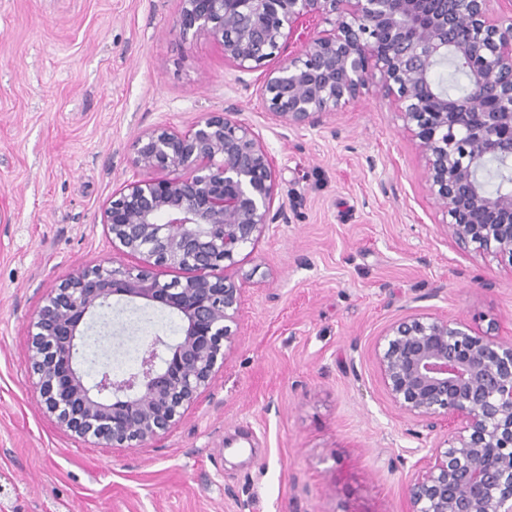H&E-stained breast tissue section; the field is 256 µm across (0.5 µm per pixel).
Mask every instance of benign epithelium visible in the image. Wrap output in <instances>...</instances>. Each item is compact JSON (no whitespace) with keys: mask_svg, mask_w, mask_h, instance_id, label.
<instances>
[{"mask_svg":"<svg viewBox=\"0 0 512 512\" xmlns=\"http://www.w3.org/2000/svg\"><path fill=\"white\" fill-rule=\"evenodd\" d=\"M493 0H182L180 33L203 35L240 72L266 65L299 24L333 28L265 70L264 109L288 128H314L373 85L396 103L419 142L424 180L455 242L512 263V189H485L487 163L512 166V26ZM462 63L468 92L434 80ZM229 105L186 130L157 127L134 142L136 179L103 213L112 245L140 263L77 270L29 324L31 374L46 411L79 438L131 448L161 441L208 388L234 346L241 288L225 271L272 225L273 159ZM155 268L185 272L162 282ZM123 297L158 303L184 322L170 358L143 351L137 367L104 370L91 385L76 367L86 317ZM374 355L388 398L430 432L448 423L406 486L408 512H512V341L461 319L412 313L390 324Z\"/></svg>","mask_w":512,"mask_h":512,"instance_id":"obj_1","label":"benign epithelium"}]
</instances>
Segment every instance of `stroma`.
<instances>
[{
  "label": "stroma",
  "instance_id": "1",
  "mask_svg": "<svg viewBox=\"0 0 512 512\" xmlns=\"http://www.w3.org/2000/svg\"><path fill=\"white\" fill-rule=\"evenodd\" d=\"M180 0H0V512H407L422 438L374 346L414 312L512 339V264L461 249L376 87L313 129L263 108L261 71L182 35ZM236 105L275 159L288 221L237 257L236 343L159 443L100 447L35 391L29 323L74 270L130 265L103 212L133 142ZM491 289H484V282ZM128 346L174 341L151 309Z\"/></svg>",
  "mask_w": 512,
  "mask_h": 512
}]
</instances>
